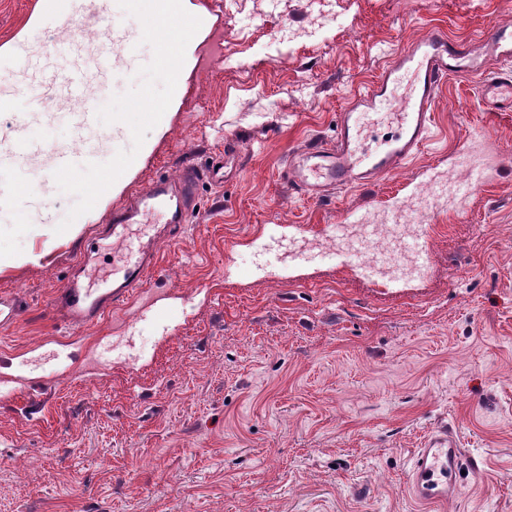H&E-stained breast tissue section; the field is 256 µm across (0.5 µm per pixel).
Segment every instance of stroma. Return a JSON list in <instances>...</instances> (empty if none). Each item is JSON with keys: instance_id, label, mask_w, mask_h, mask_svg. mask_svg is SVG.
Wrapping results in <instances>:
<instances>
[{"instance_id": "35a3bbf8", "label": "stroma", "mask_w": 512, "mask_h": 512, "mask_svg": "<svg viewBox=\"0 0 512 512\" xmlns=\"http://www.w3.org/2000/svg\"><path fill=\"white\" fill-rule=\"evenodd\" d=\"M158 2L112 0L132 49L89 73L86 128L52 79L53 43L79 64L94 23L48 26L43 0H0V291L28 301L0 331V512H512V112L453 76L427 145L378 185L316 201L280 179L308 141L335 140L387 59L436 28L471 41L512 24V0H177L173 19ZM216 34L224 50L200 66ZM90 135L98 160L55 172ZM21 137L34 149L14 152ZM229 138L239 172L201 181L159 248L164 318L134 300L79 334L57 326L47 306L80 251L106 270L126 253L98 226ZM471 149L494 179L461 209L406 215L428 242L422 278L384 286L356 259L315 258L348 212L417 200L437 172L463 180ZM62 345L81 363L56 359ZM444 424L477 465L448 507L422 506L411 459Z\"/></svg>"}]
</instances>
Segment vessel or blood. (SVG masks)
<instances>
[{
  "label": "vessel or blood",
  "instance_id": "vessel-or-blood-1",
  "mask_svg": "<svg viewBox=\"0 0 512 512\" xmlns=\"http://www.w3.org/2000/svg\"><path fill=\"white\" fill-rule=\"evenodd\" d=\"M120 49L111 34H104L84 62L55 73V80L64 86L84 119H91L93 113L87 73L111 70ZM493 60L512 62V27H493L470 42L453 40L438 28L413 42L392 58L370 87L341 113L335 144L328 147L311 142L290 158L286 172L289 189L319 200L331 191L353 185H374L379 177L399 168L429 140L437 93L449 75L481 76L480 96L485 109L512 112V71L489 74L488 64ZM367 112L388 114L398 126L397 135L384 150L376 153L364 149L362 119ZM95 156V145L87 143L76 155L58 158L56 168L67 173L93 162ZM224 166L219 158L207 170L189 165L178 179L156 180L135 202L114 211L108 223L101 226V235L124 239L133 225L157 209L165 211L170 228L188 223L195 208L198 182L205 178L223 182ZM156 245L153 236L141 242L113 274L111 285L100 290L88 287L89 257L81 255L72 266L65 288L55 291L51 297L53 316L74 330L98 323L125 300L142 292L158 262ZM23 311L24 303L18 295L0 293L1 328L15 323ZM463 457L460 440L452 429L430 432L413 454L408 476L411 497L425 505H444L453 500Z\"/></svg>",
  "mask_w": 512,
  "mask_h": 512
}]
</instances>
